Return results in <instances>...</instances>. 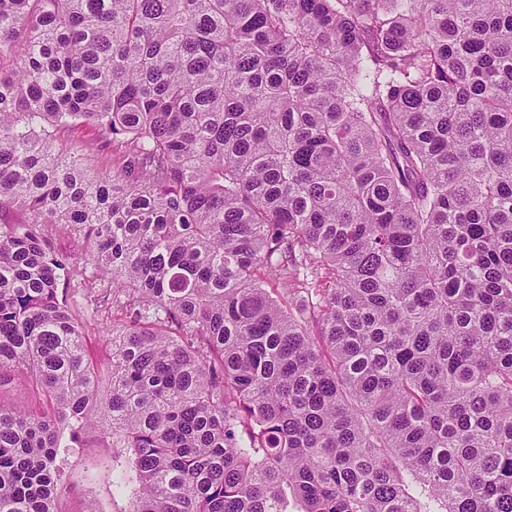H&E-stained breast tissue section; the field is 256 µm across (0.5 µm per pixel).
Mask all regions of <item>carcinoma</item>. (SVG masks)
<instances>
[{"mask_svg":"<svg viewBox=\"0 0 512 512\" xmlns=\"http://www.w3.org/2000/svg\"><path fill=\"white\" fill-rule=\"evenodd\" d=\"M7 379L0 512H512V0H0ZM46 236L51 245L58 251L81 257L86 252V243L79 235H75L64 224L46 225ZM78 261L73 272L70 283V294L74 295L79 300H82L84 294H86L87 286L90 285L89 281L92 280L95 270L89 261L75 260ZM108 308H101V311L94 317L92 316L87 321V333L89 336V342L94 350H96L99 357L104 358L106 356L105 347L100 343L98 336L105 332L106 329L112 328V304L107 306ZM0 398L14 406L26 407L31 400L28 388L17 382H5L0 389ZM80 447L72 448L67 458L75 482L64 494L65 512H123L127 499L112 495L110 467L115 453L131 458L129 449L106 448L91 436Z\"/></svg>","mask_w":512,"mask_h":512,"instance_id":"cac0c4a2","label":"carcinoma"}]
</instances>
